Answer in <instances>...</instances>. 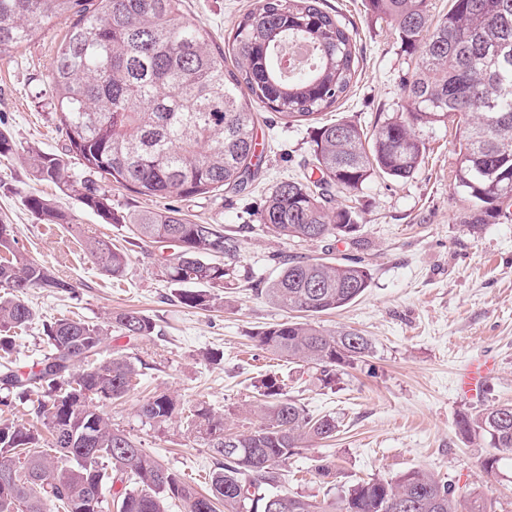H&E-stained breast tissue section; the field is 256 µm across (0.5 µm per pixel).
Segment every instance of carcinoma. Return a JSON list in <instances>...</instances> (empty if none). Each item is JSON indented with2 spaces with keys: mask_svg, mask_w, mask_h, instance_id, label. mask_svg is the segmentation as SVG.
Here are the masks:
<instances>
[{
  "mask_svg": "<svg viewBox=\"0 0 512 512\" xmlns=\"http://www.w3.org/2000/svg\"><path fill=\"white\" fill-rule=\"evenodd\" d=\"M183 0H0V56L28 42L52 19L70 20L52 70V105L68 152L101 179L152 198L239 194L257 174L262 151L255 135L263 104L283 120H318L350 90L357 72L356 40L318 0H257L244 13L227 49H213L203 24L182 14ZM431 0H368L371 17L394 23L412 69L400 80L403 112L371 131L337 120L313 138L315 180L277 183L259 223L284 240L356 244L357 212L336 204V194L357 196L377 177L406 180L419 170L423 125L453 121L459 163L456 187L471 202L466 224L478 232L512 212V0H451L435 19ZM236 67L228 68V61ZM33 177L62 185L110 224H126L142 242L169 243L159 271L179 286L178 301L210 308V289L237 279L241 241L221 224H198L171 208L118 212L90 179H78L65 160L44 151L29 156ZM26 207L51 224L72 217L40 196ZM0 351L11 331L36 313L24 300L34 289L57 292L70 284L18 248L10 224L0 223ZM85 250L114 277L129 254L89 236ZM371 274L358 258L281 261L260 289L265 298L303 314L259 330L256 345L273 356L319 372L325 385L338 367L371 353L370 340L352 330L325 331L311 318L339 310L362 295ZM49 353L38 369L19 373L0 364V404L25 400L36 423L0 420V474L27 469L17 484L0 481V512H101L104 490L116 492L118 512H495L482 495L413 468L395 481L351 485L339 499L311 500L275 491L283 468L305 443L336 436L339 423L314 416L267 375L259 399L245 407L254 426L233 432L224 416L204 404L189 410L187 430L220 458L208 491L198 492L142 448L92 404L123 398L141 373L129 357L91 361L112 332L146 339L153 320L136 311L111 314L103 324L56 319L42 324ZM175 399L161 392L140 408L151 426L169 422ZM461 430L489 438L478 457L482 472L497 473L512 453V404L489 405L459 421Z\"/></svg>",
  "mask_w": 512,
  "mask_h": 512,
  "instance_id": "carcinoma-1",
  "label": "carcinoma"
}]
</instances>
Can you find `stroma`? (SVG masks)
<instances>
[{"label": "stroma", "mask_w": 512, "mask_h": 512, "mask_svg": "<svg viewBox=\"0 0 512 512\" xmlns=\"http://www.w3.org/2000/svg\"><path fill=\"white\" fill-rule=\"evenodd\" d=\"M323 8L353 25L360 50L356 80L326 121L346 119L373 128L400 113L399 77L408 68L391 25L372 21L366 0H320ZM256 0H184L187 19L205 24L216 45H224L241 15ZM68 23L56 19L29 42L0 58V130L13 151L0 155V222L12 225L17 247L71 284L68 292L30 291L25 300L37 318L16 332L9 358L29 371L45 352L43 322L79 318L103 323L110 313L131 310L151 317L153 336L134 341L112 337L103 357L121 352L142 361L141 380L122 399L105 406L113 427L141 442L165 467L206 491L216 467L202 439L188 433L181 413L162 426L143 424L141 405L156 392L176 396L182 409L207 403L235 431L250 429L242 410L253 401V384L274 374L289 396L310 413L335 417L336 437L301 448L285 466L284 488L315 500L340 497L353 483L394 479L421 467L492 499L496 512H512V459L487 477L477 459L487 440L472 442L458 428L461 416L488 405L512 404V220L485 225L471 233L461 219L469 202L454 189L458 166L456 126L422 128L424 161L411 179L377 178L357 197L359 244L281 241L263 232L259 213L271 188L304 174L312 153V124L285 123L261 104L258 140L264 147L259 176L245 193L232 196L153 199L108 184L104 190L119 212L171 207L202 224L223 225L241 240V279L214 289L210 309H190L161 277L160 245L135 241L127 226L106 223L66 195L56 184L35 180L28 152L64 154L66 136L50 106L53 62ZM38 194L72 215L73 224H50L24 206ZM127 249L129 265L115 278L91 262L84 235ZM363 257L371 273L369 288L352 304L315 317L325 330L348 329L372 342L364 362L336 371L324 386L315 370L259 349L258 330L282 322L287 314L259 289L273 278L274 255ZM223 358L211 363L207 352ZM491 360L494 373L480 397L456 388L459 373L471 362ZM335 464L331 482L315 475V460Z\"/></svg>", "instance_id": "1"}]
</instances>
